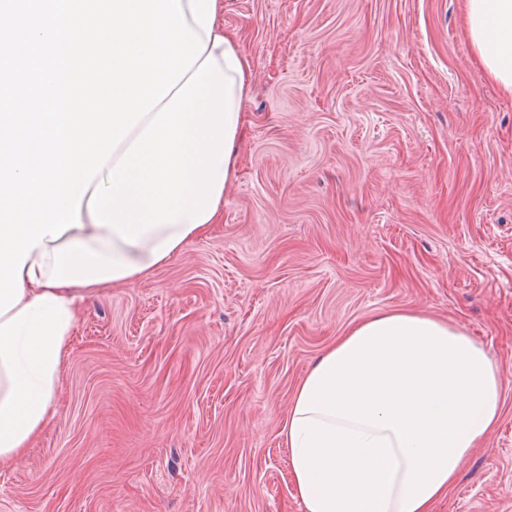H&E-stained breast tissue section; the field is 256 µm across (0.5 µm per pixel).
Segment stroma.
Returning a JSON list of instances; mask_svg holds the SVG:
<instances>
[{
	"mask_svg": "<svg viewBox=\"0 0 512 512\" xmlns=\"http://www.w3.org/2000/svg\"><path fill=\"white\" fill-rule=\"evenodd\" d=\"M248 59L209 236L86 303L0 512H302L282 421L336 337L393 310L466 331L499 426L436 512H512V94L464 0H222Z\"/></svg>",
	"mask_w": 512,
	"mask_h": 512,
	"instance_id": "1",
	"label": "stroma"
}]
</instances>
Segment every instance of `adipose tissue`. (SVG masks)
<instances>
[{
    "mask_svg": "<svg viewBox=\"0 0 512 512\" xmlns=\"http://www.w3.org/2000/svg\"><path fill=\"white\" fill-rule=\"evenodd\" d=\"M206 44L131 129L82 198L80 226L31 250L0 316V464L52 417L86 299L151 275L224 215L251 72L222 0H181ZM476 59L512 93V0H464ZM502 377L447 321L389 311L354 324L295 389L280 433L303 512H434L496 429Z\"/></svg>",
    "mask_w": 512,
    "mask_h": 512,
    "instance_id": "1",
    "label": "adipose tissue"
}]
</instances>
